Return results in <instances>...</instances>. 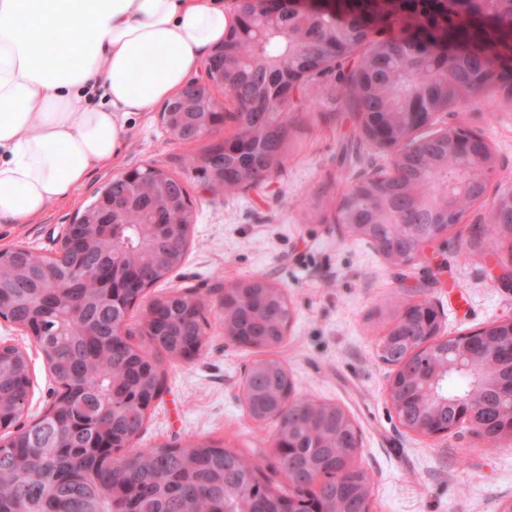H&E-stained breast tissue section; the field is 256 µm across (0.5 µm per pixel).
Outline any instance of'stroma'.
<instances>
[{
    "mask_svg": "<svg viewBox=\"0 0 512 512\" xmlns=\"http://www.w3.org/2000/svg\"><path fill=\"white\" fill-rule=\"evenodd\" d=\"M223 124L192 141L171 137L157 112L134 119L116 162L96 167L72 198L51 204L30 224L0 221V250L24 247L50 256L59 237L114 174L153 165L182 180L193 224L181 265L146 292L125 327L139 335L150 302L171 291H193L208 303L203 347L190 360L163 364L164 386L151 406L137 447L216 440L256 459L272 484H282L271 453L276 424L258 423L241 397L245 372L259 359L280 360L298 394L337 404L362 433L356 465L371 477L372 512H499L512 500V440L484 445L468 428L438 439L404 430L386 392L393 368L376 355L395 313L428 300L441 314L444 335L456 336L512 313V282H497L495 264L512 263V240L483 221L487 201L474 203L462 227L404 267L391 266L367 241L348 238L333 215L358 177L390 170L392 158L366 143L356 111L325 98L308 110L304 93L285 118L283 165L257 186L233 196L204 193L202 172L187 168L239 129L236 106L223 88ZM440 123L483 135L496 175L488 191L512 183V102L479 97L440 115ZM262 278L285 290L291 318L277 348L238 346L218 318L226 286ZM26 351L32 388L21 425L36 421L59 386L40 350L0 319V343Z\"/></svg>",
    "mask_w": 512,
    "mask_h": 512,
    "instance_id": "obj_1",
    "label": "stroma"
}]
</instances>
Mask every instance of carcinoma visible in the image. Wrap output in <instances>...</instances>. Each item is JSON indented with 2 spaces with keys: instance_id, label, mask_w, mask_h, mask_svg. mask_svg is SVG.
I'll list each match as a JSON object with an SVG mask.
<instances>
[{
  "instance_id": "carcinoma-1",
  "label": "carcinoma",
  "mask_w": 512,
  "mask_h": 512,
  "mask_svg": "<svg viewBox=\"0 0 512 512\" xmlns=\"http://www.w3.org/2000/svg\"><path fill=\"white\" fill-rule=\"evenodd\" d=\"M237 22L230 30L235 69L229 86L252 102L237 116L241 131L213 146L207 164L199 166L225 194L246 188L240 170H273L286 153L287 127L279 120L288 95V78L310 72L311 78L351 56L357 65L340 71L335 92L346 104L371 115L377 126L384 114L407 126L411 113L428 111L434 100L448 108L463 104L481 88L485 75L492 92L512 95V19L487 0H330L321 11L294 12L269 0L260 8L238 0ZM387 37L374 40V34ZM261 119L267 136H252L250 123ZM206 120L217 126L224 116L194 112L171 118V133L186 122ZM460 161L433 141H423L420 166L410 179L437 176L445 182ZM132 200L106 215L107 222L78 230L69 244L71 262L81 269L69 287L50 289L58 267L46 257L17 248L0 264L1 289L11 303V318L38 341L49 373L68 390L51 403L49 416L22 429L12 446L0 450V512H279L280 498L290 492L265 494L252 485L258 466L252 459L211 441L185 446L120 448L139 435L147 416L144 407L163 389L161 361L200 351L205 322L201 299L173 291L144 323L140 341L121 337L112 324L114 297L112 251L128 272V291L143 276L152 283L179 265L180 238L189 236L183 199L174 197L173 178L148 175L139 168L131 184ZM354 195L353 205L368 217L374 199ZM227 329L272 348L283 340L281 325L290 319L288 303L259 279L252 280L247 298L221 307ZM259 388L258 408L276 406L287 381L285 366L261 359L249 368ZM31 387L26 353L14 346L0 351V417L14 421ZM434 393L449 406L435 411L437 419L455 421L451 403L474 391L465 372L441 376ZM425 393L411 377L403 381L404 405L416 407ZM469 420L480 429L488 447L499 439L498 418L479 407ZM281 434L292 436L286 466L306 469L315 459L313 445L323 443L322 457L341 460L345 439L336 425V408L304 398L294 411L275 419ZM325 512H353L352 477L332 475L320 489Z\"/></svg>"
}]
</instances>
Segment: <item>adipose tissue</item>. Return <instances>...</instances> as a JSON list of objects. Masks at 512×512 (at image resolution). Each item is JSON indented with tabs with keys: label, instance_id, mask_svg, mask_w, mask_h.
<instances>
[{
	"label": "adipose tissue",
	"instance_id": "adipose-tissue-1",
	"mask_svg": "<svg viewBox=\"0 0 512 512\" xmlns=\"http://www.w3.org/2000/svg\"><path fill=\"white\" fill-rule=\"evenodd\" d=\"M228 24L222 0H0V220L30 223L112 162Z\"/></svg>",
	"mask_w": 512,
	"mask_h": 512
}]
</instances>
